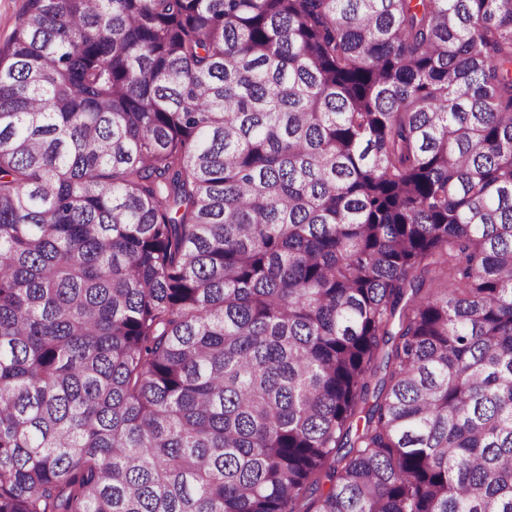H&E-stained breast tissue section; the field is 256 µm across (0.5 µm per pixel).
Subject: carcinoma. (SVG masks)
Listing matches in <instances>:
<instances>
[{"label":"carcinoma","mask_w":512,"mask_h":512,"mask_svg":"<svg viewBox=\"0 0 512 512\" xmlns=\"http://www.w3.org/2000/svg\"><path fill=\"white\" fill-rule=\"evenodd\" d=\"M0 512H512V0H27Z\"/></svg>","instance_id":"1"}]
</instances>
